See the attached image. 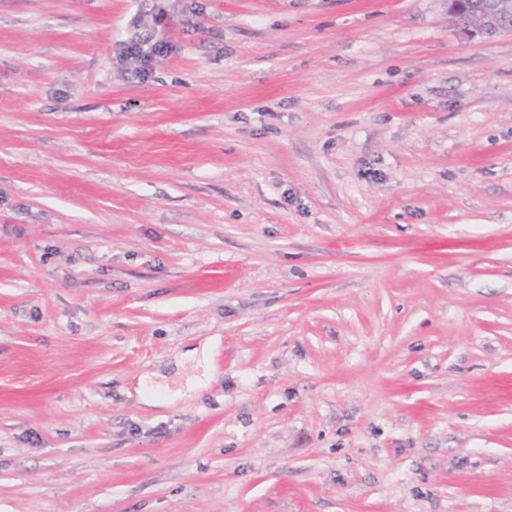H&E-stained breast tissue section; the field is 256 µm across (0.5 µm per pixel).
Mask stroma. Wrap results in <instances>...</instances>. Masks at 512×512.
I'll return each instance as SVG.
<instances>
[{
  "label": "stroma",
  "mask_w": 512,
  "mask_h": 512,
  "mask_svg": "<svg viewBox=\"0 0 512 512\" xmlns=\"http://www.w3.org/2000/svg\"><path fill=\"white\" fill-rule=\"evenodd\" d=\"M0 512H512V34L0 0Z\"/></svg>",
  "instance_id": "35a3bbf8"
}]
</instances>
